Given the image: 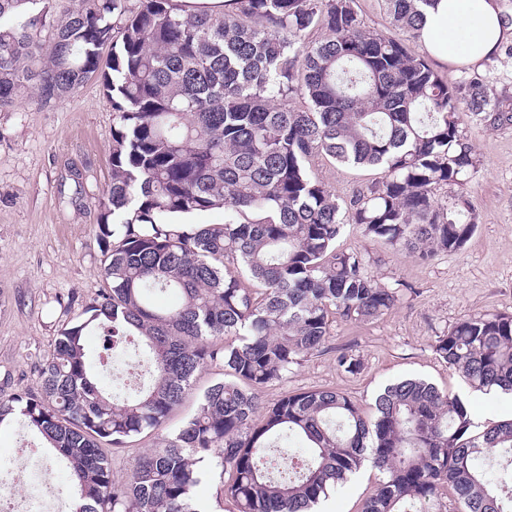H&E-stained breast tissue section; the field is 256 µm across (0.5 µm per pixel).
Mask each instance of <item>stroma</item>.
Masks as SVG:
<instances>
[{
  "instance_id": "obj_1",
  "label": "stroma",
  "mask_w": 512,
  "mask_h": 512,
  "mask_svg": "<svg viewBox=\"0 0 512 512\" xmlns=\"http://www.w3.org/2000/svg\"><path fill=\"white\" fill-rule=\"evenodd\" d=\"M354 8L366 29L397 35L412 54H422L415 31L390 25L385 0H354ZM436 71L451 79L479 73L499 95L512 98V58ZM113 118L112 101L96 80L62 101L0 110V396L35 387L38 365L59 331L105 286L97 235L99 201L111 181ZM464 132L479 171L464 188L445 186L438 196L447 201L461 191L469 198L479 216L472 238L460 250L422 260L365 236L358 225H345L338 247L361 255L369 277L400 285L398 302L368 322L335 319L327 349L304 357L285 382L267 387L264 403L288 392L332 388L369 415L385 385L418 377L468 400L477 426L512 418L511 395L473 391L434 351L437 337L461 319L512 314V122L468 118ZM315 172L342 201L380 178L378 170L331 161L320 162ZM67 300L72 307L66 311ZM340 350L358 356V373L337 369ZM21 452L52 470L55 494L69 498L64 462L27 429L1 428L0 459ZM380 479L377 470L364 467L331 494L326 512H359Z\"/></svg>"
}]
</instances>
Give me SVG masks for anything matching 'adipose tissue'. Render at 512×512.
Here are the masks:
<instances>
[{"instance_id":"adipose-tissue-1","label":"adipose tissue","mask_w":512,"mask_h":512,"mask_svg":"<svg viewBox=\"0 0 512 512\" xmlns=\"http://www.w3.org/2000/svg\"><path fill=\"white\" fill-rule=\"evenodd\" d=\"M498 0H434L416 33L436 62L472 65L494 57L506 36Z\"/></svg>"}]
</instances>
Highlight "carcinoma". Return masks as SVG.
<instances>
[{
    "label": "carcinoma",
    "instance_id": "carcinoma-1",
    "mask_svg": "<svg viewBox=\"0 0 512 512\" xmlns=\"http://www.w3.org/2000/svg\"><path fill=\"white\" fill-rule=\"evenodd\" d=\"M55 2L0 0V107L62 101L91 79L111 96L107 288L57 336L36 388L0 397V425L22 423L64 460L73 512H204L195 492L215 476L233 512H312L367 463L383 479L362 512H512V418L480 430L461 397L414 378L386 386L369 418L332 389L261 401L327 347L332 316L372 320L398 300L336 249L345 225L421 259L471 239L469 199L435 190L478 172L462 116L512 121L485 78L439 76L366 30L354 0H234L220 14L71 0L59 15ZM386 2L415 30L432 0ZM323 159L384 177L343 206L314 172ZM216 209L224 222L172 221ZM91 331L107 359L139 337L150 380L106 388ZM434 350L475 390L512 393V315L464 318ZM213 365L224 378L163 433ZM336 367L361 361L344 351ZM143 434L154 447L116 478L102 443Z\"/></svg>",
    "mask_w": 512,
    "mask_h": 512
}]
</instances>
